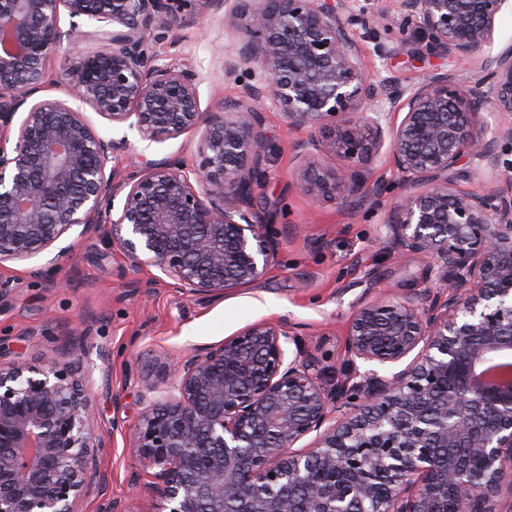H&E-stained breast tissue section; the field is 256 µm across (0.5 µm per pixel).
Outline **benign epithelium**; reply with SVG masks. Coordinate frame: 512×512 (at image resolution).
Instances as JSON below:
<instances>
[{"instance_id": "7a95c632", "label": "benign epithelium", "mask_w": 512, "mask_h": 512, "mask_svg": "<svg viewBox=\"0 0 512 512\" xmlns=\"http://www.w3.org/2000/svg\"><path fill=\"white\" fill-rule=\"evenodd\" d=\"M507 2L400 0L403 26L425 33L427 51L477 73L464 86L446 75L401 86L364 72L352 27L369 8L235 0L224 10L236 37L224 74L257 69L263 85L243 83L236 99L203 109L196 72L158 63L151 45L217 0H0V303L11 265L76 228L81 238L106 228L131 266L192 293L227 294L262 277L279 251L275 226L251 207L267 93L290 125L311 131L297 180L314 201L345 206L366 192L358 171L326 169L317 151L364 165L388 140L397 200L382 242L399 261L428 259L432 288L353 311L347 361L375 365L361 376L328 383L280 321L155 363L133 448L165 512H502L503 493L512 497V181L456 183L512 172V123L490 122L512 115V45L491 53ZM82 20L96 29L81 30ZM73 36L100 49L65 68L66 98L32 101ZM82 104L112 122L135 118L130 127L149 142L201 131L198 171L177 157L147 159L115 180L108 163L128 139L102 138ZM64 253L27 274L56 271ZM90 414L72 371L0 362V512H74L87 449L106 447Z\"/></svg>"}]
</instances>
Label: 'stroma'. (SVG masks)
Returning a JSON list of instances; mask_svg holds the SVG:
<instances>
[{"label": "stroma", "instance_id": "35a3bbf8", "mask_svg": "<svg viewBox=\"0 0 512 512\" xmlns=\"http://www.w3.org/2000/svg\"><path fill=\"white\" fill-rule=\"evenodd\" d=\"M370 1L385 12V20L356 24L352 34L371 81L407 85L444 74L464 84L473 78V69L456 59L426 52L422 31L399 27L398 0ZM232 44L218 7L194 26L169 33L152 50L160 62L175 59L196 70L201 105L209 108L236 98L240 82L261 81L256 71L225 77L224 56ZM84 115L104 138H128L129 148L112 157L117 178L138 170L146 158L176 155L190 166L201 163L200 131L151 143L128 124L111 123L89 108ZM264 116L266 178L253 206L276 225L280 256L262 278L224 297L192 294L157 280L154 271L130 267L102 232L80 239L61 259L57 276L63 287L20 272L10 297L0 303V360L69 366L92 386L90 427L108 436L111 446L90 449L89 481L75 512H101L109 500L120 502L123 512H159L155 497L132 487L140 463L129 441L143 409L142 388L152 380L150 361L189 357L249 324L281 320L326 372L346 373L345 329L355 307L380 294L408 288L421 293L431 286L424 258L400 263L379 240L395 202L396 175L387 157L359 168L367 186L380 191L376 203L354 210L315 203L296 179L307 130L289 125L270 98ZM116 420L121 430H113Z\"/></svg>", "mask_w": 512, "mask_h": 512}]
</instances>
